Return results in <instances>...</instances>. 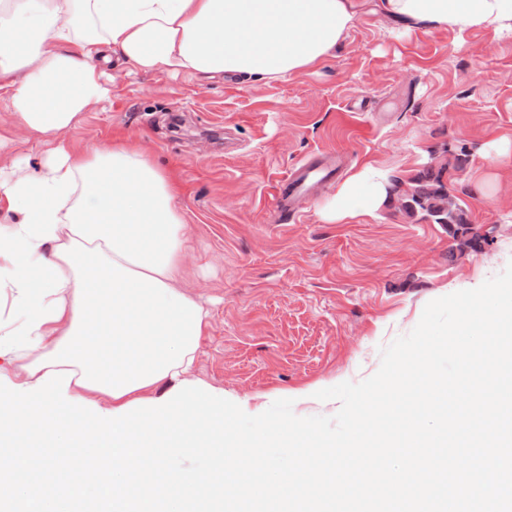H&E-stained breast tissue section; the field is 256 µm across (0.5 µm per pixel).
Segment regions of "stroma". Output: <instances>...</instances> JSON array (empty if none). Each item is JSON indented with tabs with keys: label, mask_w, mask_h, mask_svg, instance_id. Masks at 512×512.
<instances>
[{
	"label": "stroma",
	"mask_w": 512,
	"mask_h": 512,
	"mask_svg": "<svg viewBox=\"0 0 512 512\" xmlns=\"http://www.w3.org/2000/svg\"><path fill=\"white\" fill-rule=\"evenodd\" d=\"M108 89L67 138L79 149L133 138L173 174L187 222L182 283L211 313L193 375L229 397L270 404L360 382L428 302L512 261V164L486 156L489 143L512 141V31L398 37L362 12L321 66L280 80L116 67ZM359 100L366 110L346 117ZM320 149L344 152L343 175L375 162L395 177L378 217L324 222L329 183L295 223H274L272 184ZM426 171L490 231L486 242L467 246L403 208Z\"/></svg>",
	"instance_id": "stroma-1"
}]
</instances>
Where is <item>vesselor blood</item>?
I'll return each instance as SVG.
<instances>
[{"mask_svg":"<svg viewBox=\"0 0 512 512\" xmlns=\"http://www.w3.org/2000/svg\"><path fill=\"white\" fill-rule=\"evenodd\" d=\"M339 153L319 150L299 161L273 187L275 223L288 224L298 217L294 203L309 192L312 185L332 180L339 172Z\"/></svg>","mask_w":512,"mask_h":512,"instance_id":"1","label":"vessel or blood"}]
</instances>
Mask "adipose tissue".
<instances>
[{
  "label": "adipose tissue",
  "mask_w": 512,
  "mask_h": 512,
  "mask_svg": "<svg viewBox=\"0 0 512 512\" xmlns=\"http://www.w3.org/2000/svg\"><path fill=\"white\" fill-rule=\"evenodd\" d=\"M359 0H0V90L13 126L40 137L37 167L0 166V512H211L231 489L260 512H330L323 487L344 469L303 457L292 497L243 477L179 473L172 458L239 448L266 469L292 427L191 379L209 314L179 284L187 225L173 176L136 142L74 148L65 134L103 100L106 67L280 80L321 65ZM395 30L512 28V0H375ZM384 169L367 165L320 207L324 221L376 216ZM233 409L246 427L229 431ZM79 448L82 479L60 449Z\"/></svg>",
  "instance_id": "obj_1"
}]
</instances>
